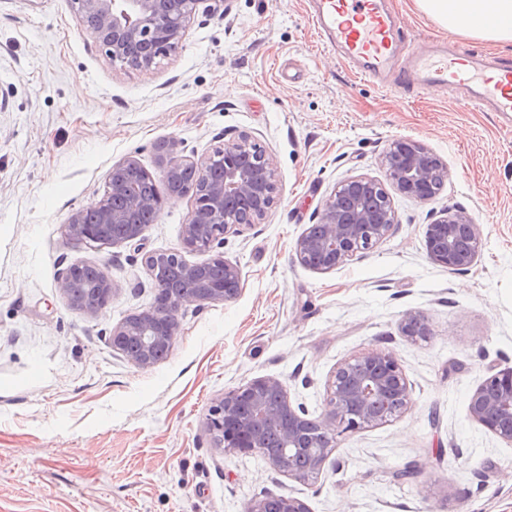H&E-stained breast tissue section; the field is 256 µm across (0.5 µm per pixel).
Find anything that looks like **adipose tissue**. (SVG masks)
Returning <instances> with one entry per match:
<instances>
[{"label":"adipose tissue","instance_id":"1","mask_svg":"<svg viewBox=\"0 0 512 512\" xmlns=\"http://www.w3.org/2000/svg\"><path fill=\"white\" fill-rule=\"evenodd\" d=\"M442 28L512 49V0H416Z\"/></svg>","mask_w":512,"mask_h":512}]
</instances>
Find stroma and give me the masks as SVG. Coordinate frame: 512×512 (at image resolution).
<instances>
[{"instance_id":"obj_1","label":"stroma","mask_w":512,"mask_h":512,"mask_svg":"<svg viewBox=\"0 0 512 512\" xmlns=\"http://www.w3.org/2000/svg\"><path fill=\"white\" fill-rule=\"evenodd\" d=\"M388 7L400 43L465 41L415 0ZM312 8L199 0L179 48L135 70L106 57L69 0H0V512H247L270 495L310 512H512V445L468 414L476 388L512 368V122L442 87L357 76ZM243 135L273 158L278 201L220 247L242 290L184 306L168 357L133 367L109 337L153 304L144 255L180 246L193 196L165 199L140 251L69 244L71 215L102 199L126 158L157 179L161 145L198 159ZM400 137L446 164L439 193H392L397 224L373 249L328 273L301 265L296 241L326 200L347 179L385 180ZM453 208L483 239L459 272L425 247ZM78 260L114 288L94 315L58 289ZM409 311L426 316L428 338L402 334ZM368 349L396 354L412 405L337 436L317 477L213 448L206 418L225 392L274 377L315 420L336 367Z\"/></svg>"}]
</instances>
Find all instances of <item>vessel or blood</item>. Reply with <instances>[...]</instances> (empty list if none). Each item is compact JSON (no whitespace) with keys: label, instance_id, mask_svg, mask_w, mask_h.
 Returning a JSON list of instances; mask_svg holds the SVG:
<instances>
[{"label":"vessel or blood","instance_id":"obj_1","mask_svg":"<svg viewBox=\"0 0 512 512\" xmlns=\"http://www.w3.org/2000/svg\"><path fill=\"white\" fill-rule=\"evenodd\" d=\"M311 18L328 46L342 51L361 77L377 79L396 67L420 87H447L478 106L512 112L511 66L479 67L474 51L459 44L442 55L401 53L395 40L401 21L378 0H316Z\"/></svg>","mask_w":512,"mask_h":512}]
</instances>
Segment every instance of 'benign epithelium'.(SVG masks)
<instances>
[{"label": "benign epithelium", "instance_id": "1", "mask_svg": "<svg viewBox=\"0 0 512 512\" xmlns=\"http://www.w3.org/2000/svg\"><path fill=\"white\" fill-rule=\"evenodd\" d=\"M73 10L91 16L87 32L112 61L149 69L157 58L181 44L188 20L199 0H70ZM249 138L227 141L218 155L192 161L169 143L162 160L166 183L175 181L181 170L193 167L204 173L215 162L221 175L193 190L195 207L183 225L180 247L145 257L156 283H161L159 262L178 268L181 292L160 295L157 303L135 312L113 327L112 349L128 364L146 369L171 351L180 331L178 314L187 303L202 306L230 302L241 291L237 265L216 254L206 262L190 263L185 252H208L223 244L229 233L264 220L276 202L277 181L273 158L262 150L253 156ZM386 176L399 193L427 201L435 196L446 166L422 143L393 140L385 152ZM126 169L152 176L129 157L112 168L108 191L96 205L73 213L67 239L75 244H121L143 240L146 226L134 224V211L160 213L163 198L144 196L125 180ZM396 224L389 193L380 181L354 177L324 204L318 222L308 227L295 244L303 266L320 273L335 270L355 253L372 249ZM482 246V232L470 215L447 210L427 225L426 249L431 260L450 271L469 269ZM83 262L75 261L60 274L58 288L71 308L94 314L111 300L112 282L101 275L99 300L88 307L72 293V283ZM402 334L412 340L430 334L425 317L416 312L404 315ZM412 387L395 353L371 350L337 366L327 384V408L317 420L304 417L293 407L287 390L276 378H257L224 394L210 410L207 431L218 451L259 453L278 472L299 480L316 476L323 469L335 439L336 428L352 431L383 424L402 416L411 404ZM469 416L503 441L512 443V368L487 377L474 391ZM248 512H309L301 500L284 495L253 502Z\"/></svg>", "mask_w": 512, "mask_h": 512}]
</instances>
